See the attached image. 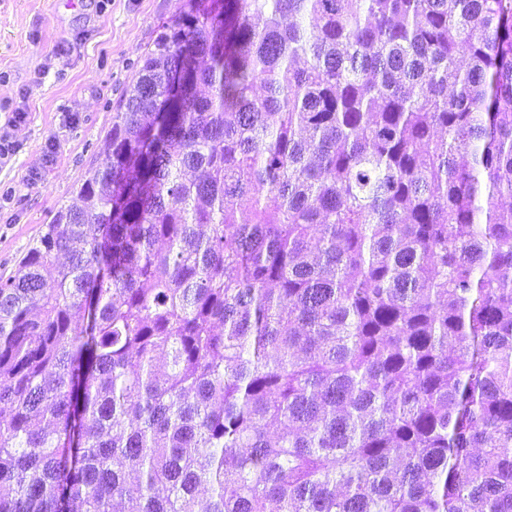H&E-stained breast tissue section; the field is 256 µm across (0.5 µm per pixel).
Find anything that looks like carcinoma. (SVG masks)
I'll return each instance as SVG.
<instances>
[{"instance_id":"1","label":"carcinoma","mask_w":512,"mask_h":512,"mask_svg":"<svg viewBox=\"0 0 512 512\" xmlns=\"http://www.w3.org/2000/svg\"><path fill=\"white\" fill-rule=\"evenodd\" d=\"M0 281V512H512V0H188Z\"/></svg>"}]
</instances>
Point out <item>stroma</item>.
I'll use <instances>...</instances> for the list:
<instances>
[{
	"label": "stroma",
	"instance_id": "1",
	"mask_svg": "<svg viewBox=\"0 0 512 512\" xmlns=\"http://www.w3.org/2000/svg\"><path fill=\"white\" fill-rule=\"evenodd\" d=\"M0 0V278L16 272L88 169L161 26L187 0Z\"/></svg>",
	"mask_w": 512,
	"mask_h": 512
}]
</instances>
